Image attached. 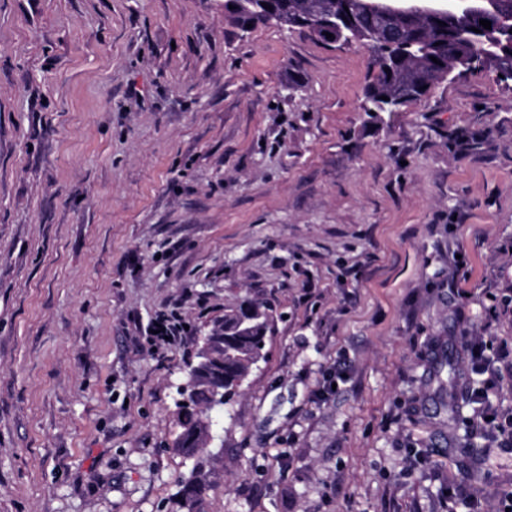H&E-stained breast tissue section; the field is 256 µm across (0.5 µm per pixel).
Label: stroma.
Returning a JSON list of instances; mask_svg holds the SVG:
<instances>
[{
	"label": "stroma",
	"mask_w": 512,
	"mask_h": 512,
	"mask_svg": "<svg viewBox=\"0 0 512 512\" xmlns=\"http://www.w3.org/2000/svg\"><path fill=\"white\" fill-rule=\"evenodd\" d=\"M370 55L224 0H0V512H186L185 364L256 294L269 356L209 415L193 512L512 493V449L456 423L462 335L512 345V81L372 119Z\"/></svg>",
	"instance_id": "35a3bbf8"
}]
</instances>
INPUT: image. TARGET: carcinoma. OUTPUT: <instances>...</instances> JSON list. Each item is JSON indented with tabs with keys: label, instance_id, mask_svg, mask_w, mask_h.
Wrapping results in <instances>:
<instances>
[{
	"label": "carcinoma",
	"instance_id": "obj_1",
	"mask_svg": "<svg viewBox=\"0 0 512 512\" xmlns=\"http://www.w3.org/2000/svg\"><path fill=\"white\" fill-rule=\"evenodd\" d=\"M343 0H275V7L285 22L292 23L302 14H318L342 7ZM490 10L503 31L512 28V0H488ZM241 25L264 21V7L253 0L235 14ZM479 23L468 12L448 14L444 24L419 17L391 22L374 11L359 9L352 14L351 25L372 51L374 80L367 87L362 109L387 112L397 99L407 101L426 95L422 86L454 80L476 69L493 73L512 68V53L490 54L483 44L456 37V31ZM437 61H432V58ZM274 309L261 297H246L238 305L224 310L206 337L210 357L186 375V400L177 405L182 432L177 447L194 458L203 440L206 413L229 403L244 382V375L254 361L267 357ZM202 463L193 467L182 481L183 507L192 509L202 488Z\"/></svg>",
	"mask_w": 512,
	"mask_h": 512
}]
</instances>
